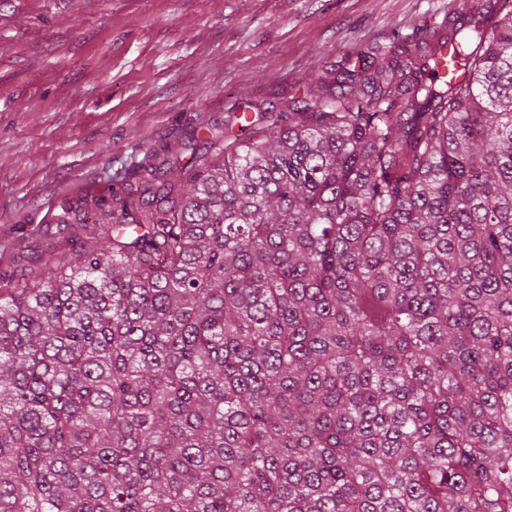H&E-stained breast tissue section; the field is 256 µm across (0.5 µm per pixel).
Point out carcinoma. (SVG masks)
Segmentation results:
<instances>
[{
  "label": "carcinoma",
  "mask_w": 512,
  "mask_h": 512,
  "mask_svg": "<svg viewBox=\"0 0 512 512\" xmlns=\"http://www.w3.org/2000/svg\"><path fill=\"white\" fill-rule=\"evenodd\" d=\"M245 129L0 266V512H512V0Z\"/></svg>",
  "instance_id": "cac0c4a2"
}]
</instances>
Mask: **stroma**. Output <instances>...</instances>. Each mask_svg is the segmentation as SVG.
<instances>
[{
    "mask_svg": "<svg viewBox=\"0 0 512 512\" xmlns=\"http://www.w3.org/2000/svg\"><path fill=\"white\" fill-rule=\"evenodd\" d=\"M451 0H0V242L41 250L63 200L102 192L198 125L239 131L335 89Z\"/></svg>",
    "mask_w": 512,
    "mask_h": 512,
    "instance_id": "stroma-1",
    "label": "stroma"
}]
</instances>
